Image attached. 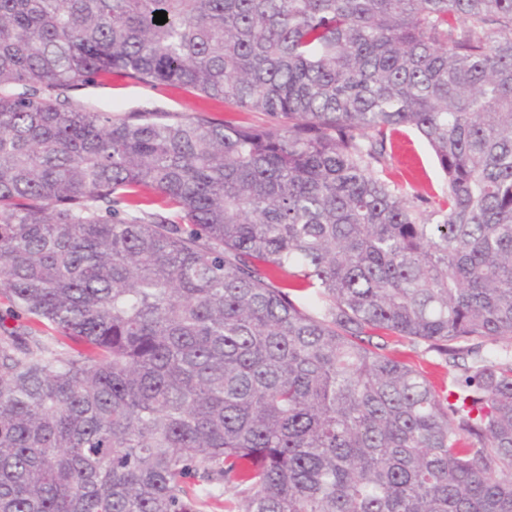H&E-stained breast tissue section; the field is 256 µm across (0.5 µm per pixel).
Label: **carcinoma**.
Returning <instances> with one entry per match:
<instances>
[{"instance_id":"obj_1","label":"carcinoma","mask_w":512,"mask_h":512,"mask_svg":"<svg viewBox=\"0 0 512 512\" xmlns=\"http://www.w3.org/2000/svg\"><path fill=\"white\" fill-rule=\"evenodd\" d=\"M0 299V512H512V0H0ZM73 101L90 110L125 115L131 112H162L161 117H189L207 109L221 119H230L242 126H259L268 122L263 112L232 109L224 104L206 103L192 94L165 85H144L129 79L113 78L79 87L72 93ZM405 132L408 138L401 139L405 142L411 141V144L404 143L401 149L394 150V157H388L391 179L400 183L413 181L411 170L412 164L415 162L417 166L421 165L428 175L427 178L416 183L418 191L421 193L438 192L444 184V175L430 147L413 130L406 129ZM391 346L396 347L397 349L401 350L402 355L409 357L410 359L414 360L418 363H424L426 365L427 370L432 371L433 375L436 380H443L445 379L448 386H450L455 378H457L460 375V370L453 367H448L444 363L442 365H435V364H426L427 362H434L439 363V360H436L434 356L431 353H426L424 344H419L415 347H411L408 344H392ZM447 369V370H446ZM447 371V375H446Z\"/></svg>"}]
</instances>
